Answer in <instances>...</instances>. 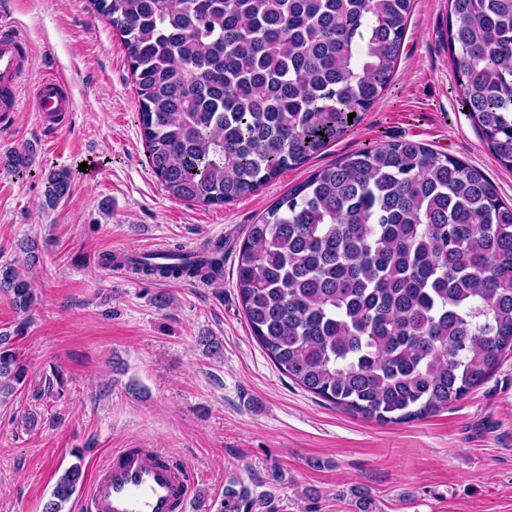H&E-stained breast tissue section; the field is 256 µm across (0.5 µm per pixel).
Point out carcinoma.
<instances>
[{"instance_id":"cac0c4a2","label":"carcinoma","mask_w":512,"mask_h":512,"mask_svg":"<svg viewBox=\"0 0 512 512\" xmlns=\"http://www.w3.org/2000/svg\"><path fill=\"white\" fill-rule=\"evenodd\" d=\"M119 34L148 163L173 197L232 203L343 136L393 79L412 0H90ZM459 99L512 170V0H449ZM70 177L48 180L51 201ZM102 263L147 277L215 283L224 239ZM236 285L252 337L321 399L380 423L436 413L512 352V205L478 167L402 140L359 150L292 186L254 223ZM0 292L27 314L37 295L16 263ZM0 331V404L25 390ZM220 357L217 336L198 337ZM81 463L43 512H66ZM234 478L207 512H253Z\"/></svg>"}]
</instances>
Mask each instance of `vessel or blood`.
I'll use <instances>...</instances> for the list:
<instances>
[{"label": "vessel or blood", "instance_id": "vessel-or-blood-1", "mask_svg": "<svg viewBox=\"0 0 512 512\" xmlns=\"http://www.w3.org/2000/svg\"><path fill=\"white\" fill-rule=\"evenodd\" d=\"M29 52L13 25L0 22V112L16 111L17 90L26 73ZM41 121L60 120L73 106L70 88L61 75L43 72L34 87ZM194 480L173 466L159 448H126L113 454L92 481L85 512H186Z\"/></svg>", "mask_w": 512, "mask_h": 512}]
</instances>
